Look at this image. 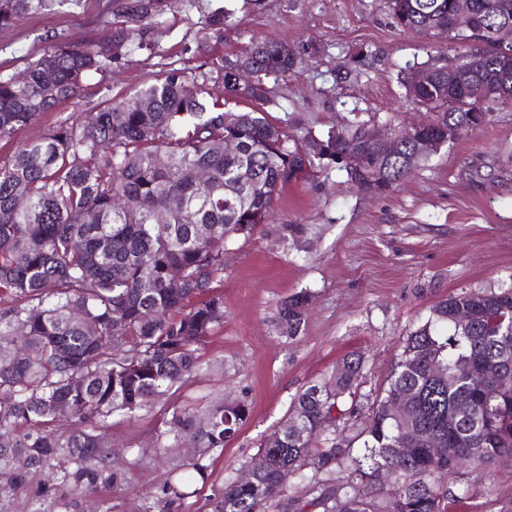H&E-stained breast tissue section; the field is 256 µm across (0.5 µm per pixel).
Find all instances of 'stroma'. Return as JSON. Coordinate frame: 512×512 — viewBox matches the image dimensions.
<instances>
[{
  "label": "stroma",
  "instance_id": "1",
  "mask_svg": "<svg viewBox=\"0 0 512 512\" xmlns=\"http://www.w3.org/2000/svg\"><path fill=\"white\" fill-rule=\"evenodd\" d=\"M216 11L226 15L223 28L204 32ZM119 20L117 0H49L0 26V75L22 73L63 42L109 40ZM159 22L147 49L131 52L118 72L89 74L77 96L0 140V163L65 120H84L107 100L133 96L175 69L195 73L257 40L286 43L303 59L298 73L267 78L262 106L295 138L358 122H424L429 112L406 98L405 70L453 53L443 35L396 29L387 0H179ZM354 57L360 66L346 69ZM225 251L224 324L198 345V369L134 416L99 424L112 445L94 484L67 479L75 464L62 456L30 469L23 487L0 478V512H214L225 483L288 417L295 395L329 377L346 353L363 354L359 391L373 393L434 302L512 285V103L384 195L358 192L333 166L292 182L270 221ZM301 291L312 302L292 341L278 333V311ZM237 401L249 414L224 447L200 448L167 431L173 411L202 419ZM195 461L206 479L164 509L166 487L180 485ZM448 485L463 498L448 512H512L510 464L458 470Z\"/></svg>",
  "mask_w": 512,
  "mask_h": 512
}]
</instances>
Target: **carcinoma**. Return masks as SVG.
<instances>
[{"instance_id": "carcinoma-1", "label": "carcinoma", "mask_w": 512, "mask_h": 512, "mask_svg": "<svg viewBox=\"0 0 512 512\" xmlns=\"http://www.w3.org/2000/svg\"><path fill=\"white\" fill-rule=\"evenodd\" d=\"M44 2L0 0V26ZM175 3L122 0L123 24L111 40L62 43L29 63L23 84L1 77L0 140L76 96L86 74H108L145 47L139 32L158 25ZM387 4L399 31H437L457 44L448 63L420 65L431 72L427 83L414 89L412 73L404 76L411 103L433 118L386 127L396 146L364 143L367 124L360 123L329 130L313 154L311 134L298 141L262 112L205 101L199 81L213 75L228 97L268 101L264 79L301 60L287 44L264 40L193 77L172 71L132 97L109 101L87 123L64 121L0 164V461L18 462L0 476L21 486L30 468L68 454L78 464L72 480L96 481L91 462L106 442L93 424L116 412L133 415L196 367V345L224 324L225 245L267 223L275 197L315 161L342 170L341 156L364 150L367 167L347 177L359 192L384 193L428 159L417 154L419 141H446L450 130L458 138L512 100V62L504 64L497 36L512 24V0ZM462 14L475 21L472 29L459 26ZM453 62L461 66L452 84ZM242 67L254 82L240 90ZM473 82L489 88L481 104L466 101ZM228 138L238 144L233 155L224 153ZM198 169L208 171L207 182L195 179ZM170 196L185 209L168 208ZM197 224L209 225L207 238L196 237ZM174 268L184 272L179 282L169 277ZM307 300L302 291L283 304L281 335L300 336ZM462 310L470 314L466 325L457 320ZM19 326L22 338L14 335ZM461 363L469 373L459 372ZM361 378L362 356L350 353L329 379L299 392L290 415L302 433L262 443L249 461L253 483H226L216 512H266L292 478L310 495L294 512H448L443 478L460 468L512 464V285L435 302L408 334L387 386L362 396ZM401 391L413 399L394 413L388 403ZM247 414L243 402L224 405L198 427L196 415L179 411L169 432L177 437L195 427L203 447L222 448ZM329 419L353 433L344 445L324 433ZM57 420L73 430H47ZM20 423L28 426L21 436L14 434ZM402 443L404 456L397 453Z\"/></svg>"}]
</instances>
